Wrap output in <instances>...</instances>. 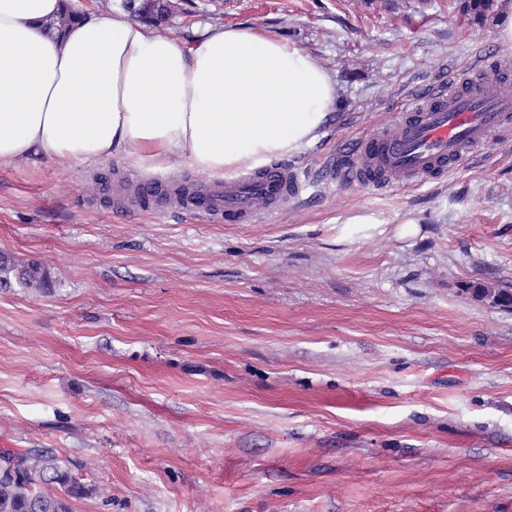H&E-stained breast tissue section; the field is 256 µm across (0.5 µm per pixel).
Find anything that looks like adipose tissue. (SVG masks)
I'll use <instances>...</instances> for the list:
<instances>
[{
  "instance_id": "obj_1",
  "label": "adipose tissue",
  "mask_w": 512,
  "mask_h": 512,
  "mask_svg": "<svg viewBox=\"0 0 512 512\" xmlns=\"http://www.w3.org/2000/svg\"><path fill=\"white\" fill-rule=\"evenodd\" d=\"M61 8L0 0V161L179 157L230 178L299 153L333 110L326 69L277 37L223 28L186 48L120 12L56 38L42 24Z\"/></svg>"
}]
</instances>
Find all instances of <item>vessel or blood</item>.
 Returning a JSON list of instances; mask_svg holds the SVG:
<instances>
[{
	"label": "vessel or blood",
	"instance_id": "obj_1",
	"mask_svg": "<svg viewBox=\"0 0 512 512\" xmlns=\"http://www.w3.org/2000/svg\"><path fill=\"white\" fill-rule=\"evenodd\" d=\"M512 124V63L479 56L472 72L447 85L415 94L389 125L361 136L337 175L384 190L402 182L418 187L443 179L462 167L504 126ZM306 173L281 163L249 175L195 185L162 176L129 182L124 192L131 207L162 209L175 199L183 209L211 224H251L266 213L286 210L305 194Z\"/></svg>",
	"mask_w": 512,
	"mask_h": 512
}]
</instances>
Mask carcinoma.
<instances>
[{
    "label": "carcinoma",
    "mask_w": 512,
    "mask_h": 512,
    "mask_svg": "<svg viewBox=\"0 0 512 512\" xmlns=\"http://www.w3.org/2000/svg\"><path fill=\"white\" fill-rule=\"evenodd\" d=\"M125 6L137 17L155 16L163 20L170 13L169 0H125ZM81 18L69 4L46 28L65 30ZM20 285L45 286L48 275L39 264L17 267L10 261L0 263V284L10 279ZM478 298L493 299L499 306L512 305V293L493 292L485 286L473 288ZM9 458L10 466L0 463V512H68L66 500L90 495L93 488L79 482L73 475L71 462L57 453L44 450H1L0 458Z\"/></svg>",
    "instance_id": "cac0c4a2"
}]
</instances>
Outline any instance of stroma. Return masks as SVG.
Listing matches in <instances>:
<instances>
[{"label":"stroma","mask_w":512,"mask_h":512,"mask_svg":"<svg viewBox=\"0 0 512 512\" xmlns=\"http://www.w3.org/2000/svg\"><path fill=\"white\" fill-rule=\"evenodd\" d=\"M465 0H172L194 46L244 27L328 70L291 163L306 198L255 224L132 214L127 158L0 162V449L66 456L70 512H512V130L441 182L372 187L330 158L415 90L512 60ZM13 277L20 285H39L45 286L48 283V275L39 264H29L18 268L11 261H2L0 264V284L10 285V279Z\"/></svg>","instance_id":"1"}]
</instances>
